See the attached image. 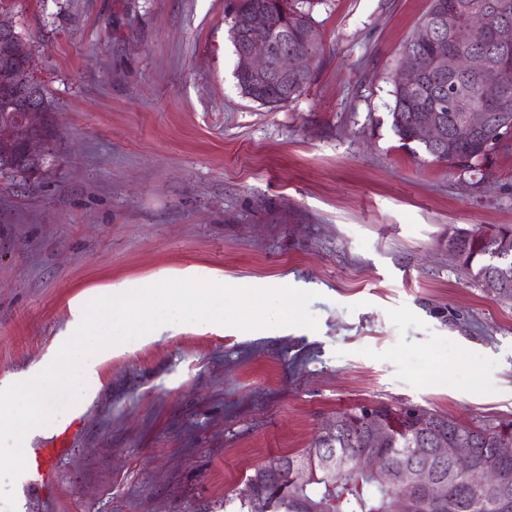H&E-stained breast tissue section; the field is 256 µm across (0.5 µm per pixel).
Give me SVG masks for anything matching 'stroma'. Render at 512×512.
I'll return each instance as SVG.
<instances>
[{
    "label": "stroma",
    "instance_id": "stroma-1",
    "mask_svg": "<svg viewBox=\"0 0 512 512\" xmlns=\"http://www.w3.org/2000/svg\"><path fill=\"white\" fill-rule=\"evenodd\" d=\"M231 0H0L52 102L55 158L0 177V385L55 357L76 302L204 267L315 292L317 329L166 325L96 366L49 490L17 512H241L254 470L337 412L420 406L512 420V304L448 254V228L512 224V143L481 184L391 129L430 0H320L312 80L244 97Z\"/></svg>",
    "mask_w": 512,
    "mask_h": 512
}]
</instances>
